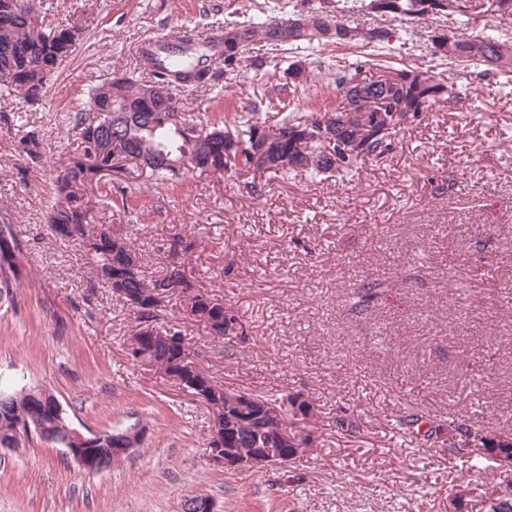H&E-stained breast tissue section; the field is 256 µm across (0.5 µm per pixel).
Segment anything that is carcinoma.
<instances>
[{"label": "carcinoma", "instance_id": "1", "mask_svg": "<svg viewBox=\"0 0 512 512\" xmlns=\"http://www.w3.org/2000/svg\"><path fill=\"white\" fill-rule=\"evenodd\" d=\"M372 0H336V14L327 11H308L301 14L295 30L288 24L271 17L256 18L244 30H235L233 36H222L224 45V73L245 74L246 49L240 43L288 44L293 49H314L331 45H357L375 51L393 49L391 42L406 45L403 34L393 27L381 28L372 38L341 41L336 39L338 20L335 16L359 8L369 9ZM392 9L387 16L403 24H418L425 20L423 0H391ZM75 27L57 26L45 19L41 0H0V87L15 93L27 106H39L44 99L46 82L71 56L75 46L70 44V34ZM447 49L432 56L447 62L451 67L469 68L484 66L486 71L512 76V37L501 31L489 33L485 29L460 33L446 30ZM177 68L169 69L159 53L142 59L149 79L143 80L122 74L112 76L93 86L89 92L88 108L77 113L72 129L82 147L81 153L69 158L64 168L54 177L55 197L47 211V224L51 234L60 240L86 249L90 278L112 289L114 295L123 296L135 304L133 311L138 325L151 323L159 337L150 345V357L157 367L169 370L179 363L197 362L198 354L181 342L177 345L163 339L169 326L161 323L163 307L155 298L165 290L177 297L185 317L204 325L208 334L232 340L244 335L241 316L232 307L212 298L208 291L194 284L186 274V259L195 244L182 238L170 245V255L177 260L169 263L166 274L148 278L142 271L141 255L124 237L115 234L112 226L97 224L96 205L88 193L89 186L99 181L104 172L119 173L135 162L146 166L157 182L167 183L181 173H199L223 177L235 171L263 179L288 174L317 176L334 169L349 171L366 157L379 156L386 148V139L401 127L392 120L380 122L378 131L367 142L364 154L336 167L328 164L327 152L333 148L328 137H305L309 127L324 120L326 112L293 111L270 124L262 118L261 106L244 115L234 116L231 127L215 126L207 132L199 130L200 119L185 109L179 100L181 89L198 86L208 79V70L199 67L205 54L198 46L189 43L177 47L173 53ZM376 73L362 76L365 69ZM425 76L427 89L434 92L426 110L441 100L454 101L459 90L454 83L444 81L440 74L428 68H394L379 66L370 60H357L347 68L336 69V89L343 94L340 112L351 113L350 129L335 130L334 138L341 139L372 125L375 111H393V104L385 103L375 108L366 98L351 94L347 85L353 82L366 87L378 83L385 76L389 80L386 92L392 98H406L413 90V83H404L409 76ZM261 136H256L259 127ZM232 137L238 145L234 158H224V138ZM27 156L33 163L41 162V152L35 133L20 138ZM10 245L0 242V288H8L20 277L14 258L21 250L13 229H8ZM396 285L394 280H375L347 294L350 310L360 312L371 307ZM209 389L215 400L214 407L225 417L222 432L230 446L241 454H250L260 448L274 449V455L293 460L299 456L291 448H281L275 441L272 414L282 409L279 399L248 390H226L224 384L207 375ZM313 404L303 400L297 410L288 411V424L298 425L303 433V453L313 451L308 443L311 434L305 429L315 423L308 417ZM302 418H295V412ZM32 414L29 394L21 390L10 394L0 392V448H14L19 432ZM448 436L455 443L472 441L498 463L512 461V433H491L475 430L455 419L448 422Z\"/></svg>", "mask_w": 512, "mask_h": 512}]
</instances>
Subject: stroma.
<instances>
[{
    "instance_id": "obj_1",
    "label": "stroma",
    "mask_w": 512,
    "mask_h": 512,
    "mask_svg": "<svg viewBox=\"0 0 512 512\" xmlns=\"http://www.w3.org/2000/svg\"><path fill=\"white\" fill-rule=\"evenodd\" d=\"M335 0H44L52 20L87 26L48 81L41 106L0 94V115L39 136L41 163L0 129V223L21 243L19 281L0 291V389H44L83 432L144 428L142 444L100 473L30 435L0 451V512H182L205 496L218 512H484L512 484L476 448L429 445L410 415L512 433V78L441 66L462 93L402 128L380 156L349 173L272 178L185 175L155 183L133 169L113 178L97 221L131 239L146 276L162 277L173 239L195 242V284L234 308L247 334L218 341L176 306L167 316L225 386L301 394L315 405L313 454L272 472L209 464V415L190 392L129 353L135 315L92 281L78 246L46 223L56 163L75 155L71 121L90 86L136 73L146 40L275 13L280 20ZM246 77L187 88L205 122L285 99L304 69L302 108L336 110V66L358 46L306 54L252 44ZM405 273L369 311L345 297ZM469 481L457 501L459 476Z\"/></svg>"
}]
</instances>
